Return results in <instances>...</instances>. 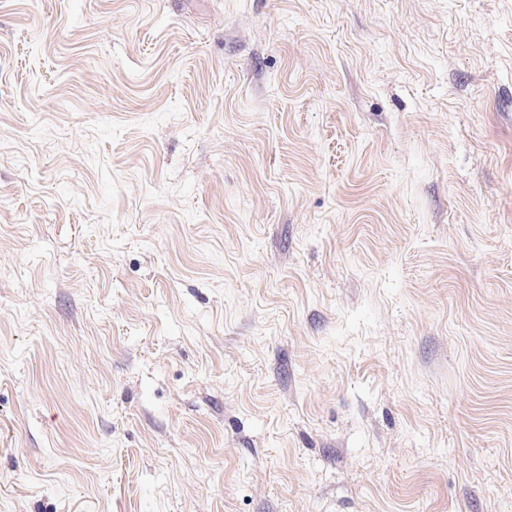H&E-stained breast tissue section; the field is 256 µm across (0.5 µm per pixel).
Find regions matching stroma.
<instances>
[{
  "label": "stroma",
  "mask_w": 512,
  "mask_h": 512,
  "mask_svg": "<svg viewBox=\"0 0 512 512\" xmlns=\"http://www.w3.org/2000/svg\"><path fill=\"white\" fill-rule=\"evenodd\" d=\"M0 512H512V0H0Z\"/></svg>",
  "instance_id": "35a3bbf8"
}]
</instances>
